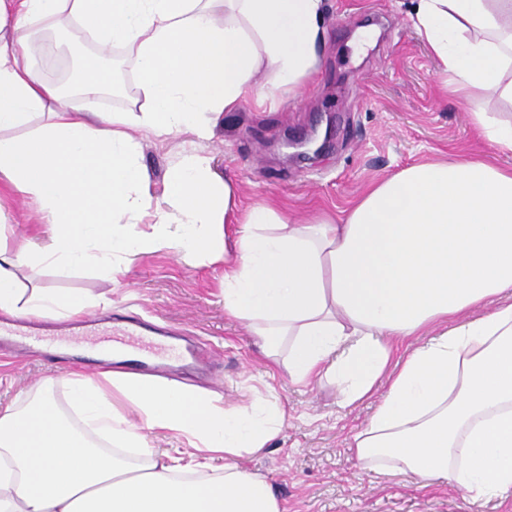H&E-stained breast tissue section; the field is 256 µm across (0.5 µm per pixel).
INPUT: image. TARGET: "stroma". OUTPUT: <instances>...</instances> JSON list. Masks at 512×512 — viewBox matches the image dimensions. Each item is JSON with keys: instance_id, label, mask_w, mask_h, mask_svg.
<instances>
[{"instance_id": "obj_1", "label": "stroma", "mask_w": 512, "mask_h": 512, "mask_svg": "<svg viewBox=\"0 0 512 512\" xmlns=\"http://www.w3.org/2000/svg\"><path fill=\"white\" fill-rule=\"evenodd\" d=\"M408 0H327L329 23L320 71L297 96L278 94L275 104L243 103L225 113L214 136L200 142L211 172L228 182L235 206L228 224L251 207L272 203L298 221L350 209L375 181L451 153L488 157L512 168V154L497 153L473 126L467 107L445 88L446 77L407 16ZM124 89L102 98L103 112L133 107L138 77L132 54L112 50ZM142 164L154 194L184 145L180 133H145ZM8 241L29 235L41 221L31 198H0ZM42 287L65 295H106L87 335L74 337L63 322L46 319L53 341L42 350L27 345L14 319L0 316V406L23 402L28 389L55 380V399L69 412L65 376L99 370L93 342L111 343L119 319L137 314L186 330L205 344L203 362L173 364L160 356L166 379L205 391L224 407L276 402L286 411L279 435L263 450L237 458L240 469L271 483L286 512H512V497L473 501L447 484H423L395 469L357 466L351 437L365 428L375 398L343 405L335 382L303 387L285 369L271 367L246 326L224 311V264L184 260L169 250L138 256L118 283L89 270L42 268Z\"/></svg>"}]
</instances>
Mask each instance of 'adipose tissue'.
<instances>
[{"label": "adipose tissue", "mask_w": 512, "mask_h": 512, "mask_svg": "<svg viewBox=\"0 0 512 512\" xmlns=\"http://www.w3.org/2000/svg\"><path fill=\"white\" fill-rule=\"evenodd\" d=\"M409 20L459 101L481 103L475 126L511 154L512 122L484 106L512 104V0H411ZM61 27L131 50L143 105L93 111L114 83L95 61L81 66V105L48 86L34 60L52 49L38 33ZM325 34L324 0H0V193L34 198L52 234L48 246L0 241V313L66 319L109 306L27 286L41 267H92L114 281L162 249L223 261L225 312L293 382L341 381L349 405L387 379L352 438L360 466L445 482L474 501L511 496L512 303L499 299L512 295V168L452 154L381 180L343 215L303 223L258 204L234 227L236 255L225 250L231 192L197 144L243 102L312 81ZM136 128L195 139L161 195ZM422 334L388 371L394 340ZM64 384L79 425L47 383L0 409V512H285L267 481L235 463L277 437L279 404L227 409L112 370L71 372ZM146 426L186 437L192 453L158 458Z\"/></svg>", "instance_id": "obj_1"}]
</instances>
